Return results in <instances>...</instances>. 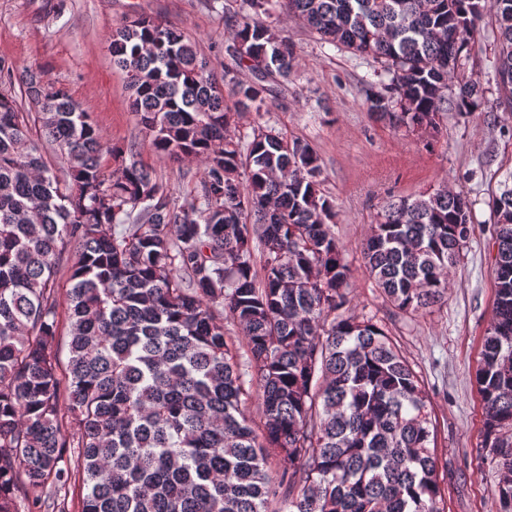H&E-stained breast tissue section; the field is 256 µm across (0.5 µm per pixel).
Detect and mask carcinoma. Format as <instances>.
<instances>
[{
    "label": "carcinoma",
    "instance_id": "obj_1",
    "mask_svg": "<svg viewBox=\"0 0 512 512\" xmlns=\"http://www.w3.org/2000/svg\"><path fill=\"white\" fill-rule=\"evenodd\" d=\"M488 13L511 105L512 0H242L221 74L179 28L123 21L110 50L133 112L159 154L202 165L182 204L135 160L105 174L101 132L66 88L29 70L20 96L0 94V512H63L76 476L82 512H270L277 498L286 512H445L420 376L382 326L345 314L352 270L319 155L260 123L243 146L232 125L291 74L273 22L286 14L380 64L366 111L432 137L448 95L457 112L484 98L457 70ZM489 207L498 259L476 385L496 512H512V453L497 452L512 448V188ZM471 224L446 188L389 202L363 248L379 295L409 315L442 302Z\"/></svg>",
    "mask_w": 512,
    "mask_h": 512
}]
</instances>
